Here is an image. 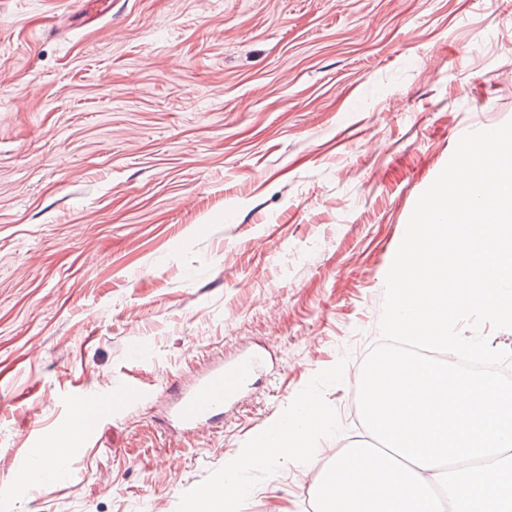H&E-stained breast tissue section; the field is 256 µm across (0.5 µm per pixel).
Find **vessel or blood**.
I'll return each instance as SVG.
<instances>
[{
    "instance_id": "vessel-or-blood-1",
    "label": "vessel or blood",
    "mask_w": 512,
    "mask_h": 512,
    "mask_svg": "<svg viewBox=\"0 0 512 512\" xmlns=\"http://www.w3.org/2000/svg\"><path fill=\"white\" fill-rule=\"evenodd\" d=\"M259 365L260 361L255 357L244 359L229 369L217 363L189 384L172 383L169 388L175 400L172 422L183 433L191 435L217 426L224 417L225 407L238 399L249 377L255 376ZM124 395L121 389L109 396L76 391L70 418L59 433L57 446L47 449V459L58 460L60 446L75 438L91 435L111 412L113 401L122 399Z\"/></svg>"
}]
</instances>
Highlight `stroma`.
Instances as JSON below:
<instances>
[{"mask_svg": "<svg viewBox=\"0 0 512 512\" xmlns=\"http://www.w3.org/2000/svg\"><path fill=\"white\" fill-rule=\"evenodd\" d=\"M0 0V512H176L321 370L467 132L512 120V0ZM263 351L204 439L175 381ZM130 390L51 484L73 392ZM348 384L324 397L365 441ZM287 462L244 512H315Z\"/></svg>", "mask_w": 512, "mask_h": 512, "instance_id": "35a3bbf8", "label": "stroma"}]
</instances>
